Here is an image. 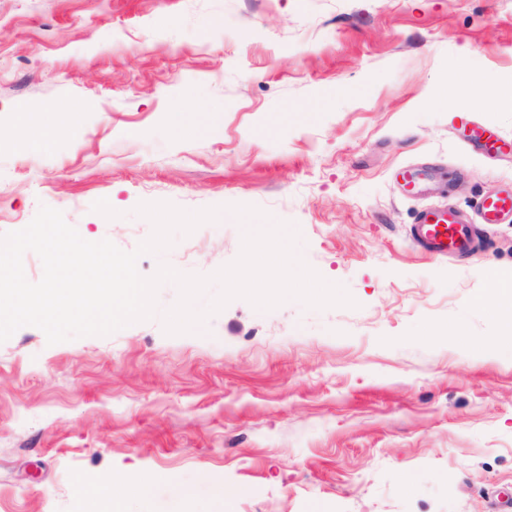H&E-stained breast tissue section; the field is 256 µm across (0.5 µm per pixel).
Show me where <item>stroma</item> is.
<instances>
[{
	"instance_id": "stroma-1",
	"label": "stroma",
	"mask_w": 512,
	"mask_h": 512,
	"mask_svg": "<svg viewBox=\"0 0 512 512\" xmlns=\"http://www.w3.org/2000/svg\"><path fill=\"white\" fill-rule=\"evenodd\" d=\"M456 68L465 96L433 105ZM511 77L512 0H0V235L44 204L131 251L152 233L139 203L253 205L356 301L237 298L203 334L18 329L0 512H512V351L475 345L501 334L512 223L455 258L409 236L424 207L512 186V152L456 121L512 142L484 94ZM70 104L57 130L47 110ZM407 166L435 174L425 193ZM241 246L226 214L137 268L209 275ZM136 478L149 501L113 503Z\"/></svg>"
}]
</instances>
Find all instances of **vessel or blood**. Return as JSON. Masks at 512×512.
Segmentation results:
<instances>
[{
  "mask_svg": "<svg viewBox=\"0 0 512 512\" xmlns=\"http://www.w3.org/2000/svg\"><path fill=\"white\" fill-rule=\"evenodd\" d=\"M483 224L492 226L512 216V191L485 194L476 203ZM413 241L435 256L463 255L474 243V231L459 210L433 208L423 211L410 227Z\"/></svg>",
  "mask_w": 512,
  "mask_h": 512,
  "instance_id": "vessel-or-blood-1",
  "label": "vessel or blood"
}]
</instances>
